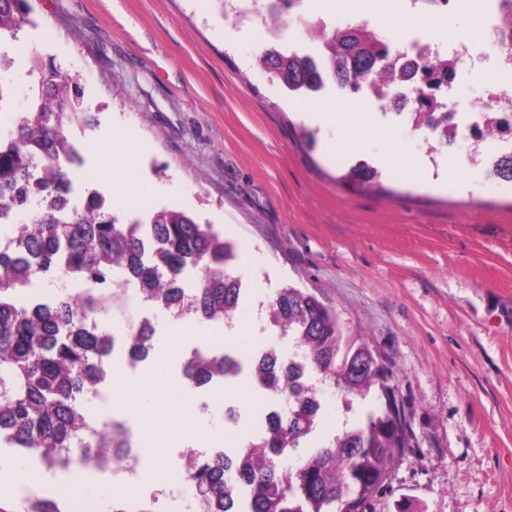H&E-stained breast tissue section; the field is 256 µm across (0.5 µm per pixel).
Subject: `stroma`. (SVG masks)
Wrapping results in <instances>:
<instances>
[{"mask_svg":"<svg viewBox=\"0 0 512 512\" xmlns=\"http://www.w3.org/2000/svg\"><path fill=\"white\" fill-rule=\"evenodd\" d=\"M28 4L38 27L23 42L75 76L97 114L80 153L113 212L179 208L235 243L237 333L202 321L193 337L218 351L287 352L261 328L267 306L287 285L314 292L383 355L412 432L375 512H512V183L460 167L463 140L429 158L419 135L365 100L374 134L364 145L381 177L345 181L353 160L331 150L339 131L308 119L335 87L288 93L258 62L262 34L225 22L221 0ZM390 142L413 173L390 160ZM151 324L133 389L175 347L177 319L158 309ZM122 418L155 433L150 469L167 493L145 499L148 512H194L170 459L188 445L224 453L223 408L196 410L175 431L132 399Z\"/></svg>","mask_w":512,"mask_h":512,"instance_id":"35a3bbf8","label":"stroma"}]
</instances>
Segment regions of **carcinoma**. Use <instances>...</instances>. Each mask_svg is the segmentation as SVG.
Instances as JSON below:
<instances>
[{
    "mask_svg": "<svg viewBox=\"0 0 512 512\" xmlns=\"http://www.w3.org/2000/svg\"><path fill=\"white\" fill-rule=\"evenodd\" d=\"M33 23L27 0H0V30L19 37ZM327 57L319 71L313 57L297 50L261 52L267 71L295 93L336 86L352 98L364 84L401 81L392 47L368 27L343 30L318 25ZM500 43L512 52V0H501L497 18ZM41 86L40 108L21 116L8 151H0V213L32 212L23 225L19 252L0 250V447L21 448L51 466L64 451L81 455L97 448L98 464L121 458L125 428L88 420L81 396L96 386L112 353L105 294L87 292L27 307L16 298L33 269L62 271L112 288L134 285L148 304L181 318L228 320L243 294L234 274L236 248L212 224H201L179 209L151 210L129 224L111 214V202L92 193L75 204L66 198L60 160L81 163L65 125L95 126L97 114L82 102L79 86L51 62L33 57ZM453 62L427 60L419 67L417 127L436 128L448 120L435 91L448 80ZM492 174L512 180V151L501 155ZM381 173L366 162L346 178L371 185ZM192 267L198 282L192 294L180 285ZM268 321L288 337L293 352L266 351L253 365L262 384L280 395L284 409L268 416L264 432L244 441L233 455L196 458L191 478L201 512H348L357 492L373 499L387 489L389 466L411 447V435L398 426L384 404L393 375L367 337L344 322L316 295L292 285L268 305ZM152 325L130 332L128 351L136 359L151 349ZM225 354L195 353L184 368L197 387L232 371ZM336 393L344 414L354 404L370 406L364 416L345 419L342 430L309 445L320 422L315 391ZM296 464L282 469L279 461ZM24 512H77V501L34 498Z\"/></svg>",
    "mask_w": 512,
    "mask_h": 512,
    "instance_id": "cac0c4a2",
    "label": "carcinoma"
}]
</instances>
